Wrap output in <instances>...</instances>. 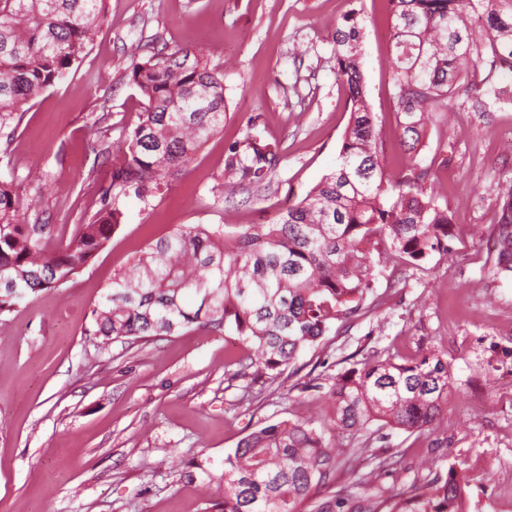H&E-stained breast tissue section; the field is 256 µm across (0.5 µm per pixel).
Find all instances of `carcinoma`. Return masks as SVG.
Segmentation results:
<instances>
[{
	"label": "carcinoma",
	"instance_id": "obj_1",
	"mask_svg": "<svg viewBox=\"0 0 512 512\" xmlns=\"http://www.w3.org/2000/svg\"><path fill=\"white\" fill-rule=\"evenodd\" d=\"M392 19L391 82L403 143L416 149L433 112L488 68L471 109L512 104V0H384ZM103 0H0V133L15 131L42 90L80 63ZM482 23L474 25L471 16ZM333 34L337 74L348 89L350 122L336 168L270 224L181 225L148 242L117 271L92 310L105 344L134 343L192 326L238 337L245 367L278 374L338 320L352 318L371 288L375 240L421 261L448 253V208L436 174L410 164L396 177L386 160L360 62L353 9ZM131 80L147 104L127 133L126 162L112 170L102 205L69 234L28 223L11 184L0 180V314L87 268L107 246L129 192L150 205L224 131V71L189 45L135 63ZM275 145L257 133L224 153L219 193L270 180ZM497 273L512 275V191L498 214ZM451 363L432 350L403 362L365 359L329 387L333 411L262 426L224 456L221 512H301L330 484L356 447L369 448L374 421L422 433L448 401ZM467 481L450 467L407 497L371 499L361 512H467Z\"/></svg>",
	"mask_w": 512,
	"mask_h": 512
}]
</instances>
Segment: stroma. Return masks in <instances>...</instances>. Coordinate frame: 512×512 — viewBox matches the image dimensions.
Here are the masks:
<instances>
[{
	"label": "stroma",
	"instance_id": "obj_1",
	"mask_svg": "<svg viewBox=\"0 0 512 512\" xmlns=\"http://www.w3.org/2000/svg\"><path fill=\"white\" fill-rule=\"evenodd\" d=\"M352 8L368 100L400 174L407 154L382 0H105L83 61L33 100L13 137L0 136V178L38 202L28 221L69 231L97 212L125 160L145 106L133 62L189 44L224 70L223 133L151 208L125 198L126 220L89 267L0 317V512H216L224 456L243 437L317 416L332 378L368 354L411 358L425 347L453 365L438 426L391 430L337 467L314 503L355 478L361 498L411 494L429 457L467 474L469 512H512V278L497 274L493 247L512 189L511 104L481 115L465 92L449 98L417 156L448 204L447 254L407 265L377 246L358 313L283 374L243 368L228 337L208 330L133 345L93 334L95 302L149 239L181 224L270 223L335 168L350 112L332 31ZM252 126L277 144V170L269 184L219 198L224 147ZM380 457L393 464L379 473Z\"/></svg>",
	"mask_w": 512,
	"mask_h": 512
}]
</instances>
